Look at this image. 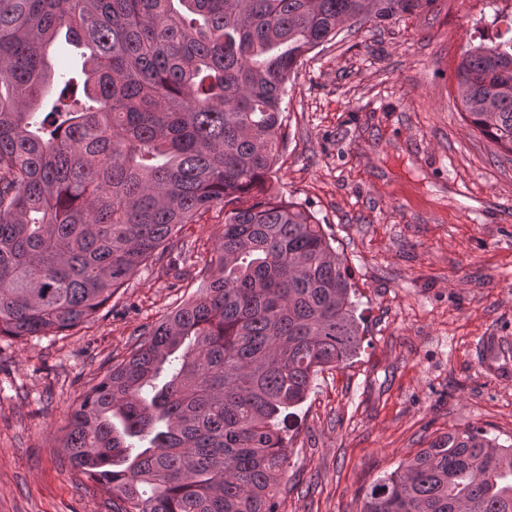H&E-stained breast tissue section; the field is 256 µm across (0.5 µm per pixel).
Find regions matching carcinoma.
<instances>
[{
	"instance_id": "cac0c4a2",
	"label": "carcinoma",
	"mask_w": 512,
	"mask_h": 512,
	"mask_svg": "<svg viewBox=\"0 0 512 512\" xmlns=\"http://www.w3.org/2000/svg\"><path fill=\"white\" fill-rule=\"evenodd\" d=\"M435 2L0 0V335L77 327L224 211L200 292L70 414L69 460L118 512H278L283 414L360 346L343 260L267 187L285 85L340 27ZM63 28L89 106L47 60ZM456 79L466 122L512 154V25L468 44ZM362 512H512V444L443 435Z\"/></svg>"
}]
</instances>
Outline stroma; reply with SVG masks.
<instances>
[{"label": "stroma", "instance_id": "stroma-1", "mask_svg": "<svg viewBox=\"0 0 512 512\" xmlns=\"http://www.w3.org/2000/svg\"><path fill=\"white\" fill-rule=\"evenodd\" d=\"M510 15L436 0L345 28L286 85L268 183L333 240L363 330L294 410L278 512H361L376 479L451 431L512 444V154L463 120L455 77ZM203 279L151 260L82 326L0 335V512H112L68 459L69 415Z\"/></svg>", "mask_w": 512, "mask_h": 512}]
</instances>
